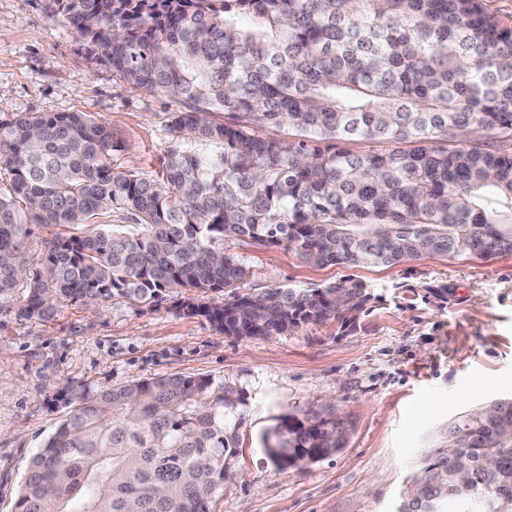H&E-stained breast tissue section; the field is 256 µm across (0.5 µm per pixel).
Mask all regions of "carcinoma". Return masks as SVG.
<instances>
[{
	"instance_id": "1",
	"label": "carcinoma",
	"mask_w": 512,
	"mask_h": 512,
	"mask_svg": "<svg viewBox=\"0 0 512 512\" xmlns=\"http://www.w3.org/2000/svg\"><path fill=\"white\" fill-rule=\"evenodd\" d=\"M56 3L92 65L179 107L160 180L114 172L112 131L86 112L0 119V293L25 281L19 320L49 318L56 300L155 310L176 295L219 335L329 320L345 332L370 310L367 284L242 293L248 269L224 240L315 265L512 253V25L483 0ZM375 142L392 148H347ZM107 209L131 223H93ZM34 224L84 232L45 241L31 271ZM62 399L68 417L32 458L16 512H215L234 440L224 385L157 375ZM345 441L344 421L318 412L262 436L275 467L298 470ZM473 503L462 512H512V398L448 424L394 512Z\"/></svg>"
}]
</instances>
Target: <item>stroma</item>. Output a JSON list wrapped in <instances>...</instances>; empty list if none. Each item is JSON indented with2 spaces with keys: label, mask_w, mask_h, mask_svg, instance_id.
I'll return each mask as SVG.
<instances>
[{
  "label": "stroma",
  "mask_w": 512,
  "mask_h": 512,
  "mask_svg": "<svg viewBox=\"0 0 512 512\" xmlns=\"http://www.w3.org/2000/svg\"><path fill=\"white\" fill-rule=\"evenodd\" d=\"M172 109L168 97L90 65L52 0H0V119L89 113L118 143L116 172L156 179ZM224 250L248 269L241 291L352 278L373 288V310L343 336L330 320L246 338L216 334L172 297L156 310L61 301L48 320L21 321L24 288L0 294V512H15L31 459L66 417L59 395L68 385L93 394L179 374L233 391L232 477L216 512H393L450 421L512 397L511 254L318 266L239 239ZM439 285L447 302L429 295ZM312 409L343 418L345 448L303 470L276 469L262 434Z\"/></svg>",
  "instance_id": "stroma-1"
}]
</instances>
